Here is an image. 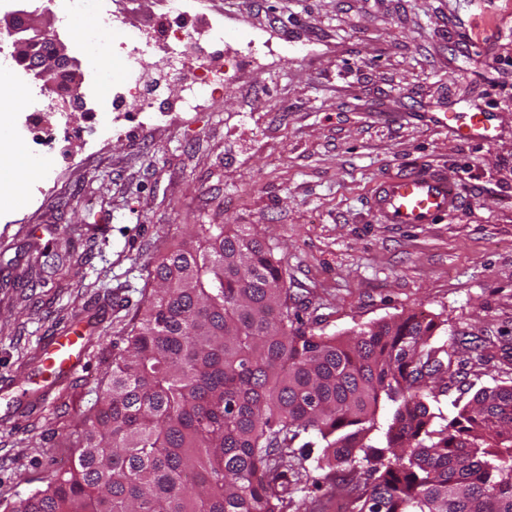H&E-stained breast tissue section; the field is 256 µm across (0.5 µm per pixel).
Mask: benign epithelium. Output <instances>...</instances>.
Masks as SVG:
<instances>
[{"instance_id": "7a95c632", "label": "benign epithelium", "mask_w": 512, "mask_h": 512, "mask_svg": "<svg viewBox=\"0 0 512 512\" xmlns=\"http://www.w3.org/2000/svg\"><path fill=\"white\" fill-rule=\"evenodd\" d=\"M48 13L18 9L0 17V32L11 39L14 64L41 83L45 96L54 99L65 89L83 83L79 60L52 28Z\"/></svg>"}]
</instances>
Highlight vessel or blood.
Returning <instances> with one entry per match:
<instances>
[{
  "label": "vessel or blood",
  "mask_w": 512,
  "mask_h": 512,
  "mask_svg": "<svg viewBox=\"0 0 512 512\" xmlns=\"http://www.w3.org/2000/svg\"><path fill=\"white\" fill-rule=\"evenodd\" d=\"M432 118L464 142L488 143L495 137L492 116L482 108L436 112ZM462 206L463 199L452 176L439 167L380 179L370 198V208L382 224H440L455 216ZM88 350L83 330L76 328L50 337L39 362L45 376L41 396L50 397L54 382L72 378L83 370Z\"/></svg>",
  "instance_id": "b4317fda"
}]
</instances>
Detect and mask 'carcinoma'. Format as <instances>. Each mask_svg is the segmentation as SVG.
<instances>
[{"mask_svg": "<svg viewBox=\"0 0 512 512\" xmlns=\"http://www.w3.org/2000/svg\"><path fill=\"white\" fill-rule=\"evenodd\" d=\"M286 275L241 225H197L148 270L71 465L5 512H302L327 481L340 512H512V385L438 424L436 322L317 333Z\"/></svg>", "mask_w": 512, "mask_h": 512, "instance_id": "1", "label": "carcinoma"}]
</instances>
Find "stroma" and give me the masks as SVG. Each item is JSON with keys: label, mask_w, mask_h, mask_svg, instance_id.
<instances>
[{"label": "stroma", "mask_w": 512, "mask_h": 512, "mask_svg": "<svg viewBox=\"0 0 512 512\" xmlns=\"http://www.w3.org/2000/svg\"><path fill=\"white\" fill-rule=\"evenodd\" d=\"M182 28L163 108L107 111L122 69L59 122L49 173L0 204V502L69 466L84 412L151 291L147 266L199 224H244L283 258L288 301L329 335L414 312L440 339L512 349V0H126L122 33ZM223 27L224 40L210 32ZM222 92L180 108L198 64ZM483 104L491 143L430 113ZM446 165L467 204L441 224H379L375 182ZM93 317L89 358L49 404L31 374L46 339ZM512 382L492 359L441 396Z\"/></svg>", "instance_id": "1"}]
</instances>
